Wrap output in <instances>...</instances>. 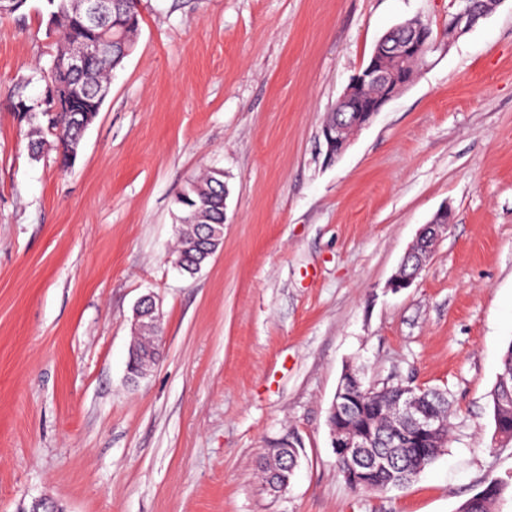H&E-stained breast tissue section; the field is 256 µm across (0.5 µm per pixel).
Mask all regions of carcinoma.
<instances>
[{
    "label": "carcinoma",
    "instance_id": "cac0c4a2",
    "mask_svg": "<svg viewBox=\"0 0 512 512\" xmlns=\"http://www.w3.org/2000/svg\"><path fill=\"white\" fill-rule=\"evenodd\" d=\"M48 15L50 29L56 36V49L48 65L38 72L44 84L43 96L32 100L23 95L26 81L20 80L3 90L13 111L30 126L29 150L35 157L44 152H56L60 164L66 168L76 159L75 151L84 132L94 122L101 110L103 88L110 86L112 72L120 62L113 38L121 35L125 42L134 45L139 19L134 0H115L110 17L98 26L88 25L81 12L80 0H42ZM93 43L96 52L87 58L84 66L74 70L68 58L74 47ZM181 216L176 260L179 268L193 276L198 272L201 255L195 248L200 229L211 231L209 247L223 245L220 234L224 223V171L212 170L188 182L177 199ZM404 383L386 384L378 394L366 399L365 405L351 417L359 424L366 418L374 419L380 427L378 442L372 450L391 457L396 468L389 473L365 470V476L353 480L352 466L344 457H337L338 470L346 483L355 490L388 492L402 489L441 452L439 448L419 450L413 442L408 422L393 424L387 419L388 410L394 405ZM418 398L423 407L434 410L443 420L444 431L450 429L448 398L437 389L418 388ZM496 430L512 439V344L506 349L491 393ZM506 484L491 480L472 497L463 502L458 512H493Z\"/></svg>",
    "mask_w": 512,
    "mask_h": 512
}]
</instances>
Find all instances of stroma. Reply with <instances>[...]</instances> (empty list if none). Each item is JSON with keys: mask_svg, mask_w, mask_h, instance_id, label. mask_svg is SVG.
Returning <instances> with one entry per match:
<instances>
[{"mask_svg": "<svg viewBox=\"0 0 512 512\" xmlns=\"http://www.w3.org/2000/svg\"><path fill=\"white\" fill-rule=\"evenodd\" d=\"M133 52L77 157L32 160L0 100V512H456L507 482L490 392L512 344V0L434 52L347 150L321 135L378 38L444 30L454 0H138ZM55 49L40 0L0 17V83ZM229 190L224 245L174 266L179 194ZM414 283L389 281L441 209ZM153 294L161 356L130 383L132 311ZM365 385L446 391L448 446L406 488L354 491L328 410ZM294 444L288 489L267 449Z\"/></svg>", "mask_w": 512, "mask_h": 512, "instance_id": "35a3bbf8", "label": "stroma"}]
</instances>
